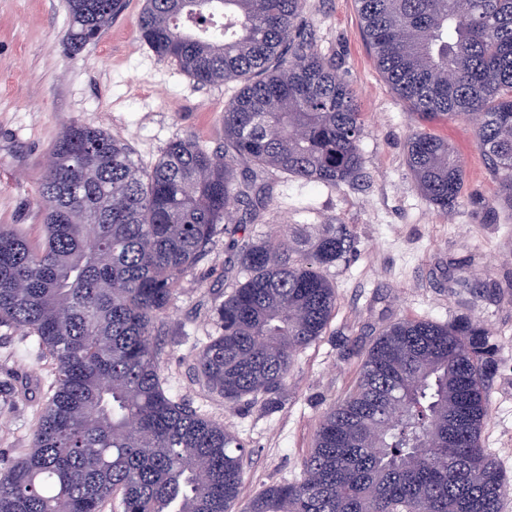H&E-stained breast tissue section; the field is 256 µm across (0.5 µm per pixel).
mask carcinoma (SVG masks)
I'll return each instance as SVG.
<instances>
[{
  "instance_id": "obj_1",
  "label": "carcinoma",
  "mask_w": 512,
  "mask_h": 512,
  "mask_svg": "<svg viewBox=\"0 0 512 512\" xmlns=\"http://www.w3.org/2000/svg\"><path fill=\"white\" fill-rule=\"evenodd\" d=\"M376 64L417 121L473 122L512 211V0H356ZM124 0H68L66 44L93 40ZM304 0H145L139 34L202 86L234 83L224 152L176 139L145 167L125 141L72 123L44 174L43 235L0 225V326L56 366L29 448L0 467V512H230L244 446L165 388L158 336L179 283L232 235L262 223L280 172L337 187L364 169V123L336 65L314 47ZM415 189L454 209L464 169L417 130ZM355 244L344 224H282L241 243L199 383L234 405L283 388L336 309L325 270ZM499 352L467 316L402 319L366 352L356 384L322 414L300 479L243 512H501L512 486L481 443Z\"/></svg>"
}]
</instances>
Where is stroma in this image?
<instances>
[{"mask_svg": "<svg viewBox=\"0 0 512 512\" xmlns=\"http://www.w3.org/2000/svg\"><path fill=\"white\" fill-rule=\"evenodd\" d=\"M143 7L144 0H125L108 28L67 54V0H0V225L40 239V179L70 123L124 139L146 166L182 137L223 149L222 117L234 85L202 86L158 61L138 36ZM304 16L317 49L335 63L364 114L365 175L334 188L269 174L273 193L261 223L219 240L211 257L179 284L160 339L166 387L245 446L242 495L249 498L301 477L322 412L355 384L379 330L406 318L445 323L469 316L499 345L482 444L512 476V213L497 204L499 181L472 124L441 123L433 131L454 147L465 187L453 211L433 207L414 189L405 162L418 124L379 71L354 0H306ZM326 220L354 232L355 250L327 272L337 306L325 335L300 353L274 404L225 405L199 385L193 367L197 347L215 331L214 307L234 281L235 243L281 224ZM459 264L471 275L465 290L455 284ZM52 374L51 361L31 338L0 326V389L29 384L26 393L0 403V462L28 447Z\"/></svg>", "mask_w": 512, "mask_h": 512, "instance_id": "obj_1", "label": "stroma"}]
</instances>
